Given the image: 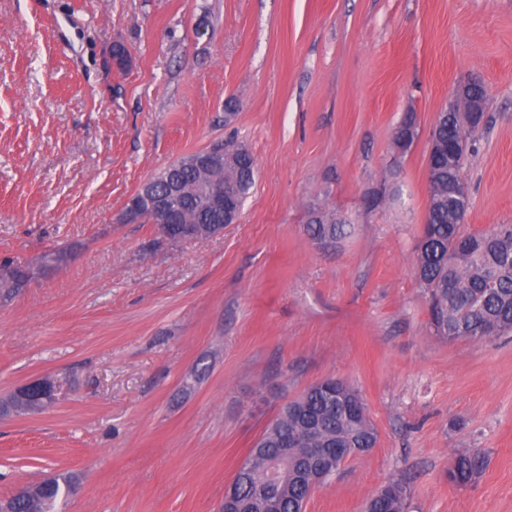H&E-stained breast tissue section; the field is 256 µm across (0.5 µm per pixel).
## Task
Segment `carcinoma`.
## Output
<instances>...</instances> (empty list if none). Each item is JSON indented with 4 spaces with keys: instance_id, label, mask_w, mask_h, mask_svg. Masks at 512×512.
<instances>
[{
    "instance_id": "obj_1",
    "label": "carcinoma",
    "mask_w": 512,
    "mask_h": 512,
    "mask_svg": "<svg viewBox=\"0 0 512 512\" xmlns=\"http://www.w3.org/2000/svg\"><path fill=\"white\" fill-rule=\"evenodd\" d=\"M413 122H403L395 131L394 141L409 149L415 134L409 131ZM479 125L466 126L455 112L441 111L433 125V134L445 145L440 152L428 154L431 173L429 202L422 236L416 246L415 273L429 304V331L447 340L466 338L483 340L487 330L503 333L512 330V224H498L490 231L466 233L454 217V192L464 179L465 154L448 157L446 145L460 139L472 141ZM177 177L182 196L181 213L193 224L206 223L201 192L214 179L237 189L247 198L255 183L256 163L253 154H230L224 160V172L207 174L168 166ZM315 240L332 242L346 234L345 225L336 223L333 214H322L308 225ZM453 287H448V283ZM336 408H331L321 386L313 385L293 402V409H280L278 415L258 438L261 452H249L238 467L233 485L246 497L264 492L267 474L284 435L302 438L295 454L288 460V480L280 488V512H304L305 484L296 475V462L303 449L319 448L336 442L348 448L376 443L377 435L366 413L359 392L346 381L336 378ZM481 468L479 457L458 454L448 466V481L458 486L470 483ZM387 498L372 512H405V488L390 482ZM60 488L44 492L42 484L14 498L13 512H55Z\"/></svg>"
}]
</instances>
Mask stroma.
<instances>
[{"mask_svg":"<svg viewBox=\"0 0 512 512\" xmlns=\"http://www.w3.org/2000/svg\"><path fill=\"white\" fill-rule=\"evenodd\" d=\"M467 78L488 93L477 232L512 224V0H0V261L70 255L0 305V399L59 387L0 417V500L63 475L59 512H219L281 406L334 376L378 439L305 512L392 481L408 512H512V334L432 335L415 276L430 131ZM221 141L256 161L236 223L173 242L120 222ZM318 209L350 228L335 246L306 232ZM461 452L485 464L457 486ZM56 387L48 379L39 380L36 382H31L16 392L19 396L26 398L28 395L32 393H36L38 397L44 401L39 402H31L29 403L24 410L19 411L18 413L22 415L33 413L32 411L39 410L44 407L45 402L50 404L55 399Z\"/></svg>","mask_w":512,"mask_h":512,"instance_id":"1","label":"stroma"}]
</instances>
